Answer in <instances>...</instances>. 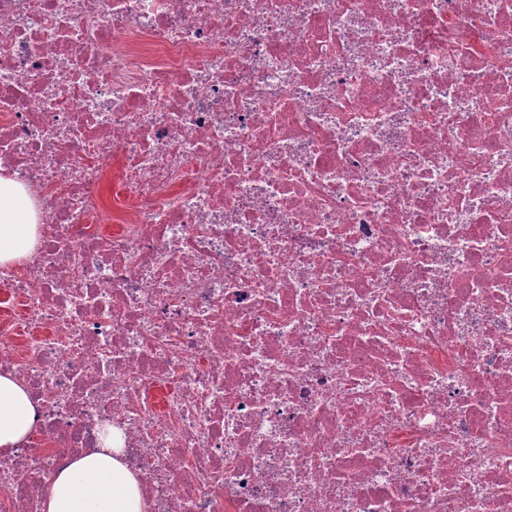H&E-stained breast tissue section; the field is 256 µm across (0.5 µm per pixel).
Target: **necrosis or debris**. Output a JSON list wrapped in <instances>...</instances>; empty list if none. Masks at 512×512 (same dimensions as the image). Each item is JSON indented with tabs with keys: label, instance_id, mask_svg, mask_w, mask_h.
Listing matches in <instances>:
<instances>
[{
	"label": "necrosis or debris",
	"instance_id": "necrosis-or-debris-1",
	"mask_svg": "<svg viewBox=\"0 0 512 512\" xmlns=\"http://www.w3.org/2000/svg\"><path fill=\"white\" fill-rule=\"evenodd\" d=\"M0 170V512H512V0H0ZM34 212L22 187L0 176V263L19 262L35 245ZM36 420V408L26 390L10 375H0V454L24 442ZM119 454L110 440L72 461L57 476L44 512H149L137 477Z\"/></svg>",
	"mask_w": 512,
	"mask_h": 512
}]
</instances>
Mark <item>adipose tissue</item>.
Returning a JSON list of instances; mask_svg holds the SVG:
<instances>
[{
	"label": "adipose tissue",
	"mask_w": 512,
	"mask_h": 512,
	"mask_svg": "<svg viewBox=\"0 0 512 512\" xmlns=\"http://www.w3.org/2000/svg\"><path fill=\"white\" fill-rule=\"evenodd\" d=\"M36 241L34 212L22 187L0 176V263L18 262ZM36 408L15 379L0 375V454L24 442ZM138 480L108 446L84 454L56 478L44 512H146Z\"/></svg>",
	"instance_id": "obj_1"
}]
</instances>
